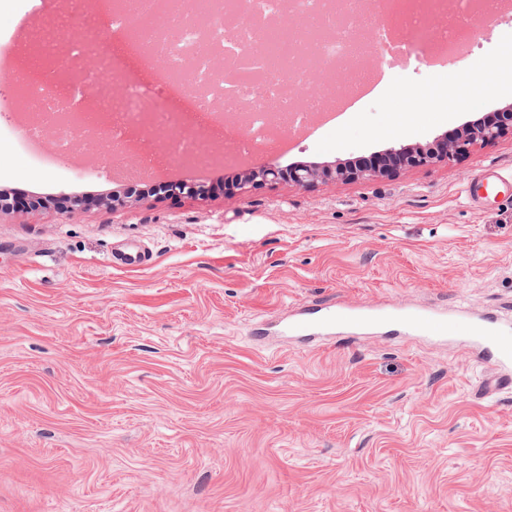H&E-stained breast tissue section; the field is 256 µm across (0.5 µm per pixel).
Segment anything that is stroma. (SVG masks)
Returning a JSON list of instances; mask_svg holds the SVG:
<instances>
[{"instance_id":"stroma-1","label":"stroma","mask_w":512,"mask_h":512,"mask_svg":"<svg viewBox=\"0 0 512 512\" xmlns=\"http://www.w3.org/2000/svg\"><path fill=\"white\" fill-rule=\"evenodd\" d=\"M74 15L99 6L0 0V36L29 69L18 18L34 31ZM509 37L500 10L467 59L392 66L349 122L296 139L280 166L427 146L512 108V83L456 114L424 97L485 70ZM108 50L153 105L181 111L162 73ZM13 97L0 87V191L28 204L0 213V512H512V387L489 390L493 366L469 341L387 320L356 339L272 333L315 303L512 329V202L468 194L488 167L512 177L511 135L306 187L243 185L216 137L207 166L164 163L143 181L82 147L35 165L8 136Z\"/></svg>"}]
</instances>
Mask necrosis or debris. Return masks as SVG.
Masks as SVG:
<instances>
[{
	"instance_id": "obj_1",
	"label": "necrosis or debris",
	"mask_w": 512,
	"mask_h": 512,
	"mask_svg": "<svg viewBox=\"0 0 512 512\" xmlns=\"http://www.w3.org/2000/svg\"><path fill=\"white\" fill-rule=\"evenodd\" d=\"M292 2L297 22L289 25L280 16L282 0H208L207 7L176 11L161 8L160 0H143L153 16L136 40L142 55L162 57L169 81L187 92L196 105L210 112L245 113L248 133L232 142L234 154L270 144L276 130L273 112L287 114L293 126L308 122L318 103L312 100L299 105L294 90L307 84L311 72L333 74L350 55L347 36L357 29L355 0ZM107 3V28L96 34L102 46L99 65L80 82L60 83L65 67L55 46L65 35V27L34 37L32 52L46 60L47 66L41 79L24 78L17 84L15 96L20 105L33 108L26 134L14 137L18 147H30L47 136L57 152L74 150L88 129L86 102L92 97L113 113L114 122L107 132L112 145H119L120 127L129 122L143 123L159 134L173 127V114L148 110V95L139 85L126 84L116 101L107 95V79L114 68L106 44L129 24L123 0ZM255 43L265 44L266 53L240 59L241 47ZM271 57L278 63L273 71L267 65ZM218 58L228 63L244 61L257 73V80L239 83L216 72L214 61Z\"/></svg>"
}]
</instances>
